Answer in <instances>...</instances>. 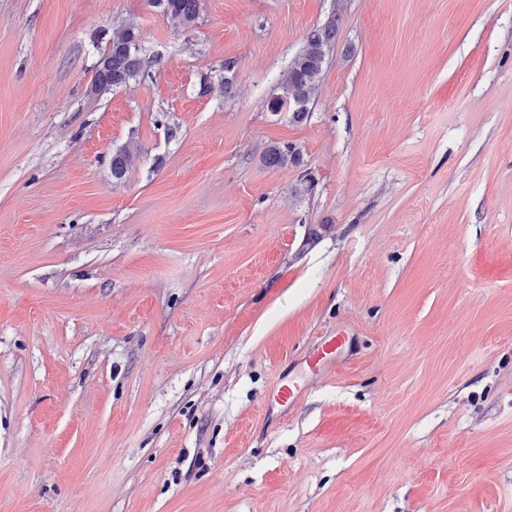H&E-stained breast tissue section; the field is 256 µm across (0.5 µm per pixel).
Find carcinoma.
<instances>
[{"label": "carcinoma", "instance_id": "1", "mask_svg": "<svg viewBox=\"0 0 512 512\" xmlns=\"http://www.w3.org/2000/svg\"><path fill=\"white\" fill-rule=\"evenodd\" d=\"M150 3L161 8L162 13L170 20L187 26L194 22L199 9L200 0H150ZM339 17L330 19L320 29L310 32L303 48L292 59L288 71L283 76L269 107L274 112L284 109L292 112L296 121L303 120L308 112L315 90L319 86L324 65L332 43L336 38ZM142 71L140 48L136 42V34L130 28L113 32L107 51L98 62L92 84L96 94L108 92L136 79ZM300 152L291 144L274 145L265 156L270 167H278L287 163H297ZM128 150L121 148L112 154V176L122 178L127 169Z\"/></svg>", "mask_w": 512, "mask_h": 512}]
</instances>
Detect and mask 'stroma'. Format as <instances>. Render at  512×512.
<instances>
[{
    "label": "stroma",
    "mask_w": 512,
    "mask_h": 512,
    "mask_svg": "<svg viewBox=\"0 0 512 512\" xmlns=\"http://www.w3.org/2000/svg\"><path fill=\"white\" fill-rule=\"evenodd\" d=\"M0 512H512V0H0ZM151 4L162 9V13L170 20L187 26L194 22L199 9L200 0H150ZM339 17L331 18L324 27L310 32L303 48L292 59L269 107L274 112L288 109L295 121L303 120L315 90L319 86L324 65L336 38ZM98 62L92 91L102 94L135 80L142 71L140 48L130 28L116 30ZM299 160L300 152L292 144L271 146L265 156V162L269 167L298 163ZM346 336L339 333L335 336H328L320 346L309 356L307 360L308 366L319 373L330 364L336 362V357L339 356L343 346L345 345Z\"/></svg>",
    "instance_id": "35a3bbf8"
}]
</instances>
